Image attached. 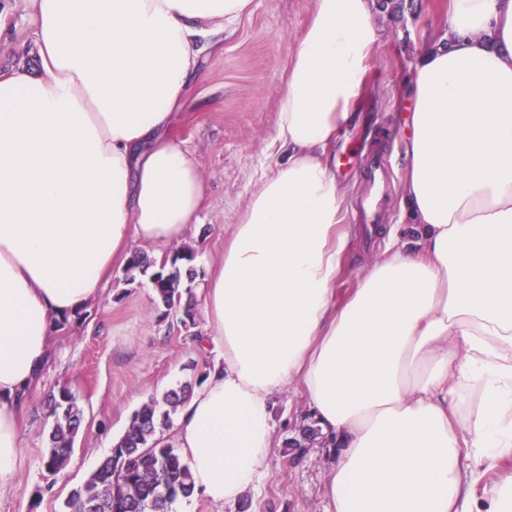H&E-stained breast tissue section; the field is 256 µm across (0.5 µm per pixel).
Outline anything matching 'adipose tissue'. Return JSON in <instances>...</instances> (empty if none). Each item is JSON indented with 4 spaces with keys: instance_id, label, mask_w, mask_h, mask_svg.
<instances>
[{
    "instance_id": "ef3b65f1",
    "label": "adipose tissue",
    "mask_w": 512,
    "mask_h": 512,
    "mask_svg": "<svg viewBox=\"0 0 512 512\" xmlns=\"http://www.w3.org/2000/svg\"><path fill=\"white\" fill-rule=\"evenodd\" d=\"M251 0H30L37 69L0 73V496L56 319L134 244L178 246L205 187L167 130L217 27ZM376 0H315L256 190L199 286L222 357L179 411L194 490L265 473L300 384L337 446L330 512H512V0H449L416 53L402 210L410 238L335 302L343 191L328 152L361 99Z\"/></svg>"
}]
</instances>
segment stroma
<instances>
[{"mask_svg":"<svg viewBox=\"0 0 512 512\" xmlns=\"http://www.w3.org/2000/svg\"><path fill=\"white\" fill-rule=\"evenodd\" d=\"M313 8L314 0H252L235 30L214 37L201 56L194 89L169 131L195 153L206 185L201 221L186 241L197 253L198 277L222 258L261 168L278 158L273 138L279 96ZM0 16L8 27V41L0 45V71L35 67L26 0H0ZM375 20L378 44L366 89L354 119L339 129L330 148L332 170L345 193L348 235L336 281L340 304L362 272L385 257L390 231L405 229L401 189L407 129L397 91L411 77L426 36L446 26L448 0H389L377 9ZM378 139L392 185L382 199L385 219L367 247L357 207L369 181V149ZM79 313L56 330L52 359L28 392L19 479L12 493L0 498V512H64L71 490L107 455L108 443L126 431L133 412L150 397L198 382L220 355L215 346L198 344L182 326L161 318L148 278L126 283L120 267ZM57 384L76 393L83 421L68 466L52 479L42 467V409ZM274 415L275 444L257 486L225 506L191 496L193 512H327L324 480L336 461L334 448L316 427L299 388L278 397Z\"/></svg>","mask_w":512,"mask_h":512,"instance_id":"obj_1","label":"stroma"}]
</instances>
